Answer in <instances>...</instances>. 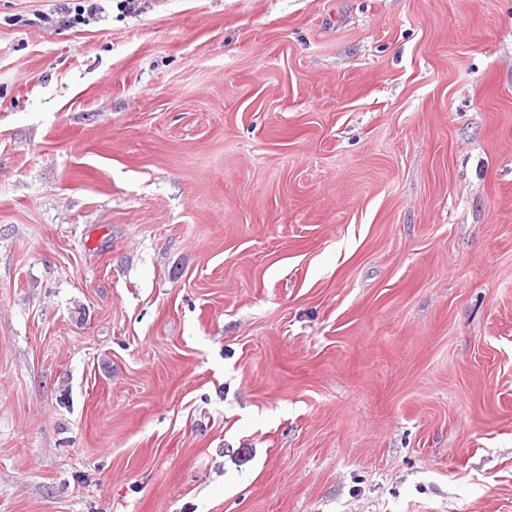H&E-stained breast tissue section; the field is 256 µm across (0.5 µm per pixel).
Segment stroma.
Masks as SVG:
<instances>
[{"instance_id":"35a3bbf8","label":"stroma","mask_w":512,"mask_h":512,"mask_svg":"<svg viewBox=\"0 0 512 512\" xmlns=\"http://www.w3.org/2000/svg\"><path fill=\"white\" fill-rule=\"evenodd\" d=\"M0 0V512H512V0Z\"/></svg>"}]
</instances>
